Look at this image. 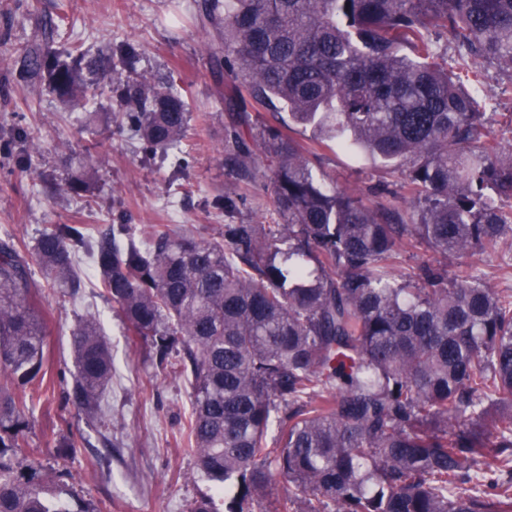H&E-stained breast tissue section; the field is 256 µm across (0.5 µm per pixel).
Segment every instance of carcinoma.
<instances>
[{"label":"carcinoma","mask_w":512,"mask_h":512,"mask_svg":"<svg viewBox=\"0 0 512 512\" xmlns=\"http://www.w3.org/2000/svg\"><path fill=\"white\" fill-rule=\"evenodd\" d=\"M203 16L222 28L238 108L224 160L242 182L270 180L279 223L209 239L152 224L145 240L135 224L98 239L56 224L34 246L63 304L87 248L131 338L190 383L186 449L224 508L202 495L187 512H512V291L448 271L486 253L512 277V152L475 94L485 66L512 94V0H206ZM440 28L465 49L452 64ZM53 43L46 30L23 51L43 90L79 108L83 71L104 73L122 106L109 120L163 162L181 145L191 114L174 81L130 79L76 46L61 62ZM330 142L400 175L401 209L329 185L314 162ZM29 288L1 241L0 512H102L17 462L35 405L12 385L46 376ZM71 340L68 400L102 423L112 355L96 317Z\"/></svg>","instance_id":"carcinoma-1"}]
</instances>
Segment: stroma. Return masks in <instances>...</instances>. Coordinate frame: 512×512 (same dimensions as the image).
Here are the masks:
<instances>
[{
    "mask_svg": "<svg viewBox=\"0 0 512 512\" xmlns=\"http://www.w3.org/2000/svg\"><path fill=\"white\" fill-rule=\"evenodd\" d=\"M204 0H0V240L12 239L32 256L40 233L53 224H167L194 236L212 238L225 225L248 219L274 223L270 193L238 181L221 152L229 105L224 86V41L203 23ZM55 25V46L81 44L94 56L134 46L138 73L163 82L175 79L187 95L191 128L181 148L185 161L181 185H174V164L145 160L137 139L88 112L116 111L118 100L98 87L88 110L72 109L38 84L18 74L19 51L46 23ZM501 76L485 71L482 95L492 115L491 131L512 146V130L498 122L512 113V99L500 95ZM29 131L33 142L20 140ZM93 156L90 193L53 192L79 165L67 156ZM317 171L351 191L375 190L379 202L393 205V178L381 177L370 163L336 150L321 151ZM236 191L244 198L239 212H225L221 199ZM82 286L75 300L59 304L38 265H31V298L46 322V352L51 374L16 385L36 409L29 435L30 457L49 479L106 512H186L190 501L211 492L197 475L196 463L179 438L187 426L192 390L156 365L149 344L129 339L110 302L100 296L92 261L78 252ZM95 313L109 344L112 385L107 404L109 428L89 426L67 399L74 363L71 333L78 319ZM62 434L78 446L65 466L54 459L51 439Z\"/></svg>",
    "mask_w": 512,
    "mask_h": 512,
    "instance_id": "stroma-1",
    "label": "stroma"
}]
</instances>
